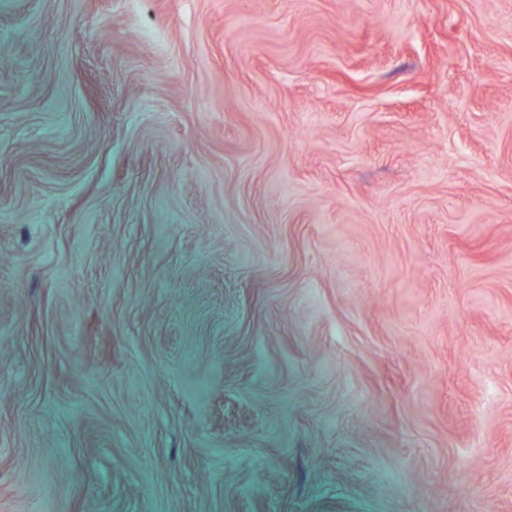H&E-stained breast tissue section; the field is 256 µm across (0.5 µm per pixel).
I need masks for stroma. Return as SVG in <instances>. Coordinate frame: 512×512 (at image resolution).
<instances>
[{"label":"stroma","mask_w":512,"mask_h":512,"mask_svg":"<svg viewBox=\"0 0 512 512\" xmlns=\"http://www.w3.org/2000/svg\"><path fill=\"white\" fill-rule=\"evenodd\" d=\"M0 512H512V0H0Z\"/></svg>","instance_id":"1"}]
</instances>
